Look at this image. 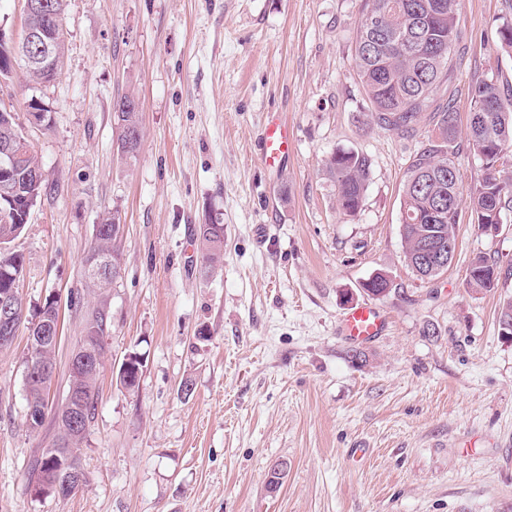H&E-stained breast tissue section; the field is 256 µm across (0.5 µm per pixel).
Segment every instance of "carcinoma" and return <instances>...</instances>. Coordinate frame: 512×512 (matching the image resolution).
<instances>
[{
	"label": "carcinoma",
	"mask_w": 512,
	"mask_h": 512,
	"mask_svg": "<svg viewBox=\"0 0 512 512\" xmlns=\"http://www.w3.org/2000/svg\"><path fill=\"white\" fill-rule=\"evenodd\" d=\"M459 0H360L361 21L356 30L353 63L371 106L367 124L389 131L411 133L423 113L432 107L437 91L450 79V54L460 40L458 20ZM41 19L64 54L63 15L65 0H44ZM472 110L469 113L467 148L483 155L484 177L471 190L470 203L474 221L490 233L499 223L498 216L512 208V174L501 162L512 150V93L493 78L481 79L469 86ZM138 98L123 95L114 104L116 144L128 158L137 156L143 131L141 105ZM441 143L418 152L411 162L402 190V238L404 258L418 259L423 252L440 250L448 240H457L460 219L461 191L459 171L448 154V146L458 136L453 108L443 106L432 113ZM20 131L16 119L6 120L0 114V147ZM41 166L34 150L8 176L0 174V212L8 211L19 217L29 205H37L48 183L30 177L32 169ZM325 172L337 189L336 203L346 216L356 215L362 208L370 180L369 159L353 150H337L325 162ZM123 223L115 209L103 217L100 231L93 233L89 254L106 252L113 268H121L120 235L112 227ZM24 224L0 219V239L9 243L18 239ZM200 263L204 273L214 272L224 260V225L198 226ZM499 260L483 253L475 255L469 265L467 284L475 291H490L497 281L490 269ZM22 274L23 258L16 251L0 252V269ZM108 315L104 307L88 309L84 314V333L93 338L91 348L99 358H105L103 336L108 331ZM98 373L78 383L82 395V410L86 421L94 416L98 399ZM71 385H66L61 397L50 395V387L27 386L28 405L57 413L66 407ZM57 433L51 447L43 449L28 471L35 476L54 453L68 452L65 425L56 423Z\"/></svg>",
	"instance_id": "carcinoma-1"
}]
</instances>
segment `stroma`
Here are the masks:
<instances>
[{"label": "stroma", "instance_id": "obj_1", "mask_svg": "<svg viewBox=\"0 0 512 512\" xmlns=\"http://www.w3.org/2000/svg\"><path fill=\"white\" fill-rule=\"evenodd\" d=\"M359 19V0H66L56 79L0 81V106L48 179L17 246L27 312L52 299L62 318L52 395L84 325L70 299L93 303L83 259L94 226L113 209L125 224L120 276L103 295L86 481L64 502L28 481L56 427L24 426L19 328L0 350V512H512V339L498 324L512 297V209L491 236L462 204L448 271L422 281L406 265L403 182L438 132L426 117L411 136L367 124L352 61ZM507 23L512 0H459L456 68L438 95L459 132L469 85H512ZM124 94L142 108L133 162L116 145ZM34 96L49 125L31 124ZM270 112L293 129L276 171L261 160ZM339 149L371 162L353 217L325 173ZM212 221L224 260L207 275L196 229ZM479 253L500 260L489 292L467 284ZM379 270L396 285L376 302L388 328L349 343L336 322L371 301L362 285ZM130 351L144 358L132 394L114 370Z\"/></svg>", "mask_w": 512, "mask_h": 512}]
</instances>
